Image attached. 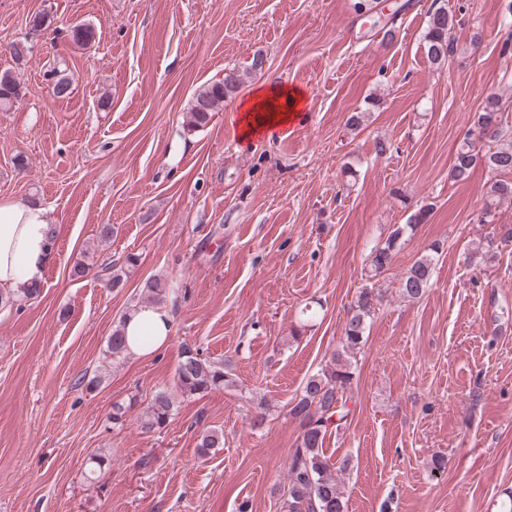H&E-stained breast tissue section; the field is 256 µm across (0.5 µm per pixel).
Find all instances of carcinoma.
<instances>
[{
  "label": "carcinoma",
  "mask_w": 512,
  "mask_h": 512,
  "mask_svg": "<svg viewBox=\"0 0 512 512\" xmlns=\"http://www.w3.org/2000/svg\"><path fill=\"white\" fill-rule=\"evenodd\" d=\"M454 19L448 14L445 0H432L423 45L428 59L443 64L454 53L452 38ZM240 86L239 75L233 70L224 73V80L209 84L198 91L190 109V123L204 125L224 98ZM21 99L19 86L11 73H0V106ZM500 98L489 93L482 109L473 115L472 127L459 145L453 165V176L463 181L468 178L472 166L479 158L496 173L497 179L488 190V198L482 211L486 223H493V210L504 200L512 201V129L502 122ZM423 208L411 213L404 224L390 231L386 240L377 244L370 253V275L376 277L392 262L404 237L426 221ZM433 257L424 255L414 262L400 279L402 294L408 298L421 297L431 286ZM148 299L157 305L167 302L170 288L161 279L144 284ZM383 298L382 290L363 287L349 307L342 328L341 350L333 353L331 362L308 377L301 394L296 398L289 414L299 420L301 432L296 448L288 459V486L282 503V512H347V500L340 473L347 469L342 463L331 469L325 456L323 443L327 432L340 428L351 414L348 408L353 398V358L364 344L367 320L376 312ZM112 357L127 354L121 328L112 331L108 341ZM180 395L190 397L220 387L234 385L228 366L210 361L197 351L187 349L176 369ZM175 396L168 390L157 391L147 408L137 418L138 426L145 432L166 427L175 410ZM224 443V435L212 430L202 433L197 448L206 455L212 448Z\"/></svg>",
  "instance_id": "1"
}]
</instances>
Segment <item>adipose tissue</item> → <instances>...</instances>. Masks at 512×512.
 I'll return each instance as SVG.
<instances>
[{"label":"adipose tissue","instance_id":"adipose-tissue-1","mask_svg":"<svg viewBox=\"0 0 512 512\" xmlns=\"http://www.w3.org/2000/svg\"><path fill=\"white\" fill-rule=\"evenodd\" d=\"M307 98L296 87L271 84L254 90L240 105L238 123L243 141L294 124L304 117ZM57 229L48 211L23 201L0 202V290L23 294L40 287L55 259ZM122 329L130 354L162 351L172 333L171 312L165 306L130 309Z\"/></svg>","mask_w":512,"mask_h":512}]
</instances>
